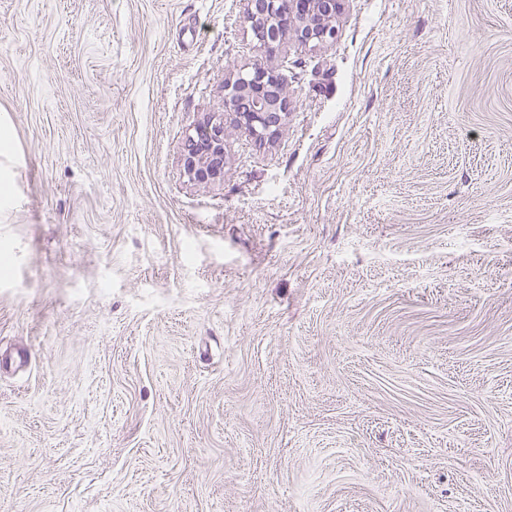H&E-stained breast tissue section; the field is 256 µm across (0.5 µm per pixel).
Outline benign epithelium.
<instances>
[{
	"label": "benign epithelium",
	"mask_w": 512,
	"mask_h": 512,
	"mask_svg": "<svg viewBox=\"0 0 512 512\" xmlns=\"http://www.w3.org/2000/svg\"><path fill=\"white\" fill-rule=\"evenodd\" d=\"M341 0H247L246 17L256 28L259 49L275 54L290 37L302 44L324 43L336 35ZM224 106L238 130L259 142L273 140L288 112V93L277 70L256 62L225 85ZM224 115L208 113L188 135L184 168L200 184L224 179Z\"/></svg>",
	"instance_id": "1"
}]
</instances>
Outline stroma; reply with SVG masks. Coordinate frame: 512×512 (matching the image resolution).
I'll use <instances>...</instances> for the list:
<instances>
[{
  "instance_id": "obj_1",
  "label": "stroma",
  "mask_w": 512,
  "mask_h": 512,
  "mask_svg": "<svg viewBox=\"0 0 512 512\" xmlns=\"http://www.w3.org/2000/svg\"><path fill=\"white\" fill-rule=\"evenodd\" d=\"M283 54L202 185L244 0H0V512H512V0ZM224 106L235 115L238 130L259 142L272 141L288 112L289 97L277 70L263 62L240 70L225 85ZM241 101L246 112H238ZM224 114L208 113L188 135L183 155L184 168L190 178L210 184L224 178Z\"/></svg>"
}]
</instances>
